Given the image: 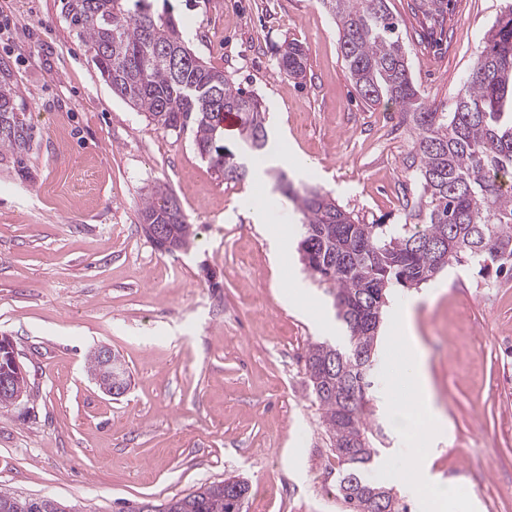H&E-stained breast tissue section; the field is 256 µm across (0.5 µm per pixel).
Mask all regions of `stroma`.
<instances>
[{"label":"stroma","mask_w":512,"mask_h":512,"mask_svg":"<svg viewBox=\"0 0 512 512\" xmlns=\"http://www.w3.org/2000/svg\"><path fill=\"white\" fill-rule=\"evenodd\" d=\"M412 3L390 0L412 78L429 107L450 109L512 0H448L440 31ZM153 5L182 22L196 55L261 97L269 145L246 180H224L192 131L154 129L113 95L61 0H0V64L34 133L23 160L0 154V335L28 381L24 399L0 411V488L120 512L237 476L251 487L242 512H344L304 355L312 341L344 343L346 331L302 269L299 215L276 175L322 188L363 223H403L421 194L412 124L357 94L321 0ZM290 42L306 55L300 83L278 73ZM157 189L195 225L188 248L159 251L143 232V198ZM483 284L461 266L389 300L413 309L448 419L440 441L418 425L384 427L391 445L372 476L411 512L431 488L406 491L408 453L431 460L461 512H512V347L500 343L512 336V281L489 293ZM102 345L130 371L122 397L88 370ZM406 357L401 337L378 344V413L408 393Z\"/></svg>","instance_id":"1"}]
</instances>
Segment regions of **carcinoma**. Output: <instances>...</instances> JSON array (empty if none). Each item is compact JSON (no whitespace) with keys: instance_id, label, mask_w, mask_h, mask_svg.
<instances>
[{"instance_id":"obj_1","label":"carcinoma","mask_w":512,"mask_h":512,"mask_svg":"<svg viewBox=\"0 0 512 512\" xmlns=\"http://www.w3.org/2000/svg\"><path fill=\"white\" fill-rule=\"evenodd\" d=\"M336 20L343 60L355 90L369 104L390 103L409 116L416 134L419 201L405 219L416 224H363L316 187L280 189L302 216L298 244L309 275L330 287L336 318L347 331L336 346L310 342L306 383L337 461L336 490L345 512L393 504L408 512L394 488L369 478L384 452L370 392L384 307L395 289L419 288L439 273L471 264L512 276V8L492 24L484 51L450 112L422 100L409 70V51L389 0H321ZM62 13L83 37L91 61L112 92L146 114L155 129L194 132L201 158L226 181L249 169L222 145L224 116L240 117L238 138L254 155L265 153L266 108L197 56L180 22L147 0H62ZM0 80V150L29 151L32 129L19 118L17 90L6 70ZM279 73L304 79L305 54L289 43ZM145 224H167L187 246L193 225L174 197L156 192L141 210ZM227 478L156 506L158 512H239ZM0 512H57L50 503L0 489Z\"/></svg>"}]
</instances>
